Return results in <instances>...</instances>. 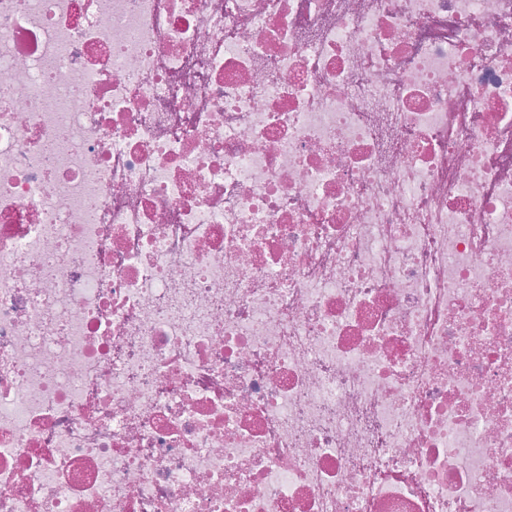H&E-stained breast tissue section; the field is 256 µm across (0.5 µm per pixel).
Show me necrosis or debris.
Masks as SVG:
<instances>
[{
    "label": "necrosis or debris",
    "mask_w": 512,
    "mask_h": 512,
    "mask_svg": "<svg viewBox=\"0 0 512 512\" xmlns=\"http://www.w3.org/2000/svg\"><path fill=\"white\" fill-rule=\"evenodd\" d=\"M0 512H512V0H0Z\"/></svg>",
    "instance_id": "obj_1"
}]
</instances>
